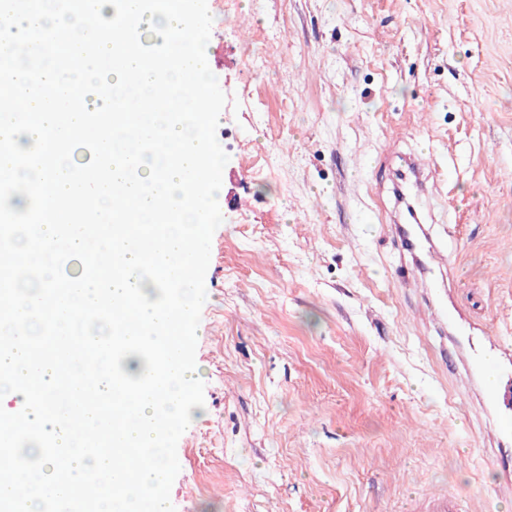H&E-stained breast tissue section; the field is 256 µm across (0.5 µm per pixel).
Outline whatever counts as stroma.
Wrapping results in <instances>:
<instances>
[{
	"mask_svg": "<svg viewBox=\"0 0 512 512\" xmlns=\"http://www.w3.org/2000/svg\"><path fill=\"white\" fill-rule=\"evenodd\" d=\"M217 76L223 188L199 377L170 438L167 512H512V467L468 374L512 350V0H194ZM444 173V329L416 311L389 148ZM252 197L240 211L239 196Z\"/></svg>",
	"mask_w": 512,
	"mask_h": 512,
	"instance_id": "obj_1",
	"label": "stroma"
}]
</instances>
